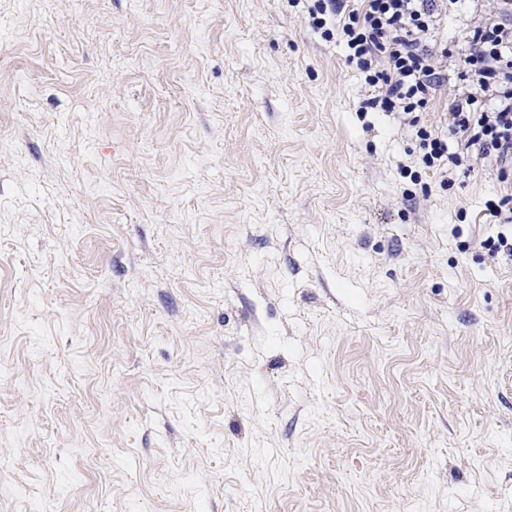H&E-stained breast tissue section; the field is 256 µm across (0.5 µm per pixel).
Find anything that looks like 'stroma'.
<instances>
[{"mask_svg": "<svg viewBox=\"0 0 512 512\" xmlns=\"http://www.w3.org/2000/svg\"><path fill=\"white\" fill-rule=\"evenodd\" d=\"M311 4L0 0V512H512L497 175Z\"/></svg>", "mask_w": 512, "mask_h": 512, "instance_id": "stroma-1", "label": "stroma"}]
</instances>
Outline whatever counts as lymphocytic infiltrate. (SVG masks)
Here are the masks:
<instances>
[{
    "label": "lymphocytic infiltrate",
    "instance_id": "1",
    "mask_svg": "<svg viewBox=\"0 0 512 512\" xmlns=\"http://www.w3.org/2000/svg\"><path fill=\"white\" fill-rule=\"evenodd\" d=\"M309 17L324 37L340 32L370 92L366 107L415 129L425 168L444 178L479 163L496 170L500 199L487 211L512 223L503 214L512 203V0L476 12L444 133L417 116L448 82L450 53L437 45L435 0H313Z\"/></svg>",
    "mask_w": 512,
    "mask_h": 512
}]
</instances>
